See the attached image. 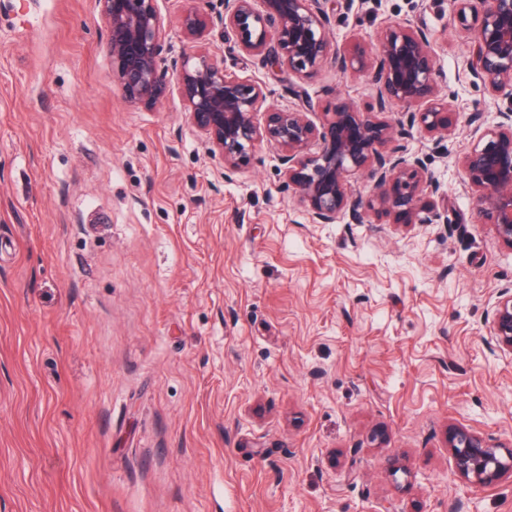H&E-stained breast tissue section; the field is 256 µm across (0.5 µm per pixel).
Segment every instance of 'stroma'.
<instances>
[{"label":"stroma","mask_w":512,"mask_h":512,"mask_svg":"<svg viewBox=\"0 0 512 512\" xmlns=\"http://www.w3.org/2000/svg\"><path fill=\"white\" fill-rule=\"evenodd\" d=\"M328 11L344 47L426 28L457 129L445 155L406 144L441 220L311 223L275 145L228 181L177 91L127 101L97 0H0V512H512L511 480L465 486L446 448L452 422L512 446L486 325L512 248L458 167L496 104L462 74L454 0ZM210 52L266 106L301 86L316 123L376 94L332 60L300 81Z\"/></svg>","instance_id":"35a3bbf8"}]
</instances>
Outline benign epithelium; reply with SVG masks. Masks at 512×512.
<instances>
[{
    "mask_svg": "<svg viewBox=\"0 0 512 512\" xmlns=\"http://www.w3.org/2000/svg\"><path fill=\"white\" fill-rule=\"evenodd\" d=\"M182 2V35L201 45L216 23L198 0ZM325 3L224 0L221 36L229 48L265 66L286 67L299 79L311 78L330 57L344 74L372 72L377 96L368 110L340 100L319 125L309 118L315 105L307 98L293 108L264 110L263 86L228 75L203 49L175 67L189 124L218 159L226 179L249 164L256 144L275 145L288 184L314 224H337L345 217L360 224L369 212H381L396 225L414 224L423 212L440 217V184L428 176L419 153L402 143L415 127L427 134L432 152L445 154L457 122L441 92L426 30L415 22L390 25L381 31L373 55L359 44L334 48ZM98 4L109 30L112 80L129 101L157 103L170 90L161 58L167 32L157 0ZM456 4L459 21L472 39L465 76L482 85L494 101L506 103L498 108L499 121L493 126H483L478 114L471 116L474 141L458 164L479 212L512 248V0ZM395 103L404 107V118L389 120L384 114ZM363 173L371 182L365 197L354 194L350 185L354 175ZM487 324L496 347L512 354V294H500ZM446 442L455 475L466 484L491 488L512 479V448L491 445L481 433L460 424L448 425Z\"/></svg>",
    "mask_w": 512,
    "mask_h": 512,
    "instance_id": "obj_1",
    "label": "benign epithelium"
}]
</instances>
